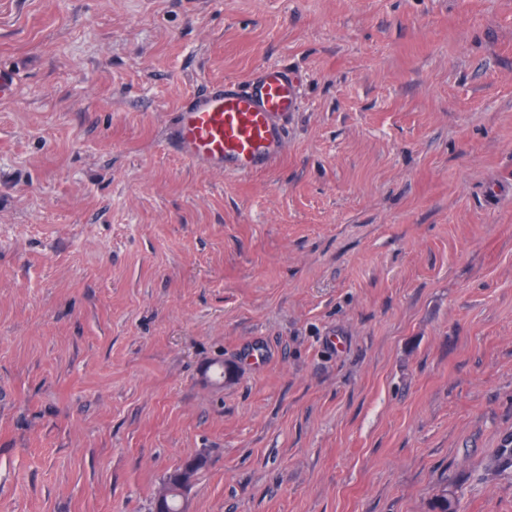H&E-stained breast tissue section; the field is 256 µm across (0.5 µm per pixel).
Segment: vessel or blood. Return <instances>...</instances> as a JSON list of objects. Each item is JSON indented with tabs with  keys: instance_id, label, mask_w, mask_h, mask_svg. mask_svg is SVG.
Instances as JSON below:
<instances>
[{
	"instance_id": "obj_1",
	"label": "vessel or blood",
	"mask_w": 512,
	"mask_h": 512,
	"mask_svg": "<svg viewBox=\"0 0 512 512\" xmlns=\"http://www.w3.org/2000/svg\"><path fill=\"white\" fill-rule=\"evenodd\" d=\"M300 76L269 66L248 83L227 80L187 97L165 133L167 147L188 163L248 177L281 160L288 118L300 105Z\"/></svg>"
}]
</instances>
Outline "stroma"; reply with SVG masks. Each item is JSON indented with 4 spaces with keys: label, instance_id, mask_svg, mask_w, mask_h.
<instances>
[{
    "label": "stroma",
    "instance_id": "35a3bbf8",
    "mask_svg": "<svg viewBox=\"0 0 512 512\" xmlns=\"http://www.w3.org/2000/svg\"><path fill=\"white\" fill-rule=\"evenodd\" d=\"M0 64V512H512V0H0ZM276 64L275 170L164 146ZM182 468V464L177 466L172 471H170L164 478L161 490L154 503V507H157L160 512H185V506L183 505L182 497L178 492L179 480L180 493L182 495H185L191 488L192 465H186L183 469V474Z\"/></svg>",
    "mask_w": 512,
    "mask_h": 512
}]
</instances>
